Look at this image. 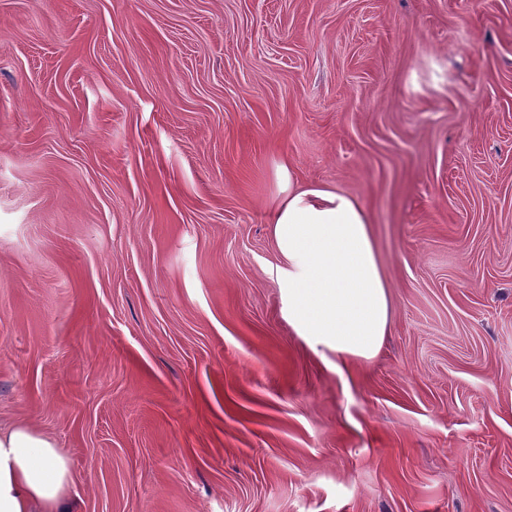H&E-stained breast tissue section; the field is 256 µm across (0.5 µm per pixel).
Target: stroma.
<instances>
[{
	"label": "stroma",
	"mask_w": 512,
	"mask_h": 512,
	"mask_svg": "<svg viewBox=\"0 0 512 512\" xmlns=\"http://www.w3.org/2000/svg\"><path fill=\"white\" fill-rule=\"evenodd\" d=\"M282 161L372 216V360L288 326ZM14 421L78 512H512V0H0Z\"/></svg>",
	"instance_id": "1"
}]
</instances>
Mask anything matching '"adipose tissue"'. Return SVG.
<instances>
[{"label": "adipose tissue", "instance_id": "ef3b65f1", "mask_svg": "<svg viewBox=\"0 0 512 512\" xmlns=\"http://www.w3.org/2000/svg\"><path fill=\"white\" fill-rule=\"evenodd\" d=\"M275 177L279 196L268 222L285 260L279 280L289 326L337 363L372 359L388 331L391 299L368 211L340 188L294 184L287 164ZM72 484L52 437L25 421L0 428V512H75Z\"/></svg>", "mask_w": 512, "mask_h": 512}]
</instances>
